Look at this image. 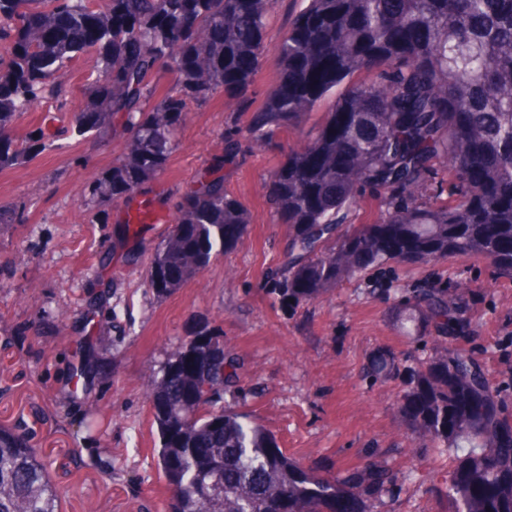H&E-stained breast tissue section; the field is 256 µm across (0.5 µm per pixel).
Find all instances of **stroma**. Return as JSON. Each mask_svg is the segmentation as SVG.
I'll use <instances>...</instances> for the list:
<instances>
[{"label": "stroma", "instance_id": "stroma-1", "mask_svg": "<svg viewBox=\"0 0 512 512\" xmlns=\"http://www.w3.org/2000/svg\"><path fill=\"white\" fill-rule=\"evenodd\" d=\"M95 66L87 52L65 68L66 116L83 108ZM277 78L273 64H263L244 112L226 111L220 99L191 106L153 195L168 205L178 200L198 171L223 157L225 125H246ZM303 142L284 132L276 147L224 168L225 187L250 213L245 243L163 298L148 287L144 265L127 263L126 255L151 256L166 224L142 225L138 237L122 241L123 202H105L110 219L101 224L81 196L121 156V137L72 131L0 171V207L26 216L0 224V425L34 431L64 512L91 504L101 512H171L146 393L154 369L203 324L222 333L241 366L221 406L247 413L310 465L340 471L371 456L387 461L396 487L375 512H448L447 461L429 451L406 456L412 440L399 430L397 413L403 381L365 372L378 350L423 358L431 344L409 336L366 280L299 306L282 305L273 292L287 238L263 184ZM433 271L466 282L481 325L470 347L494 382L512 379V279L477 258L402 267L396 277L408 288Z\"/></svg>", "mask_w": 512, "mask_h": 512}]
</instances>
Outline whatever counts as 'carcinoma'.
Masks as SVG:
<instances>
[{"label": "carcinoma", "mask_w": 512, "mask_h": 512, "mask_svg": "<svg viewBox=\"0 0 512 512\" xmlns=\"http://www.w3.org/2000/svg\"><path fill=\"white\" fill-rule=\"evenodd\" d=\"M280 41L266 29L279 0H0V170L38 155L52 135L15 132L36 103L61 104L58 73L91 51L99 67L78 133L124 135L121 156L82 197L128 200L165 173L189 105L224 98L233 112L267 58L278 80L245 128H224V159L200 172L176 206L145 269L159 296L184 285L195 263L237 250L250 215L218 174L243 151L304 130L328 98L316 134L264 182L288 227L282 304L309 303L367 276L432 344L412 364L382 349L367 374L401 376L398 419L418 448L448 453V512H512V391L491 384L476 353L473 295L440 276L405 291L396 267L460 256L512 279V0H305ZM167 70L172 84L154 77ZM455 162L445 167L441 161ZM357 174V181L351 174ZM447 197H441L442 193ZM381 213L354 224L365 196ZM184 342L154 372L146 399L160 438L158 463L173 512H374L394 492L368 460L345 474L305 466L248 415L216 408L203 369L210 342ZM47 465L17 427L0 426V512H61Z\"/></svg>", "instance_id": "obj_1"}]
</instances>
